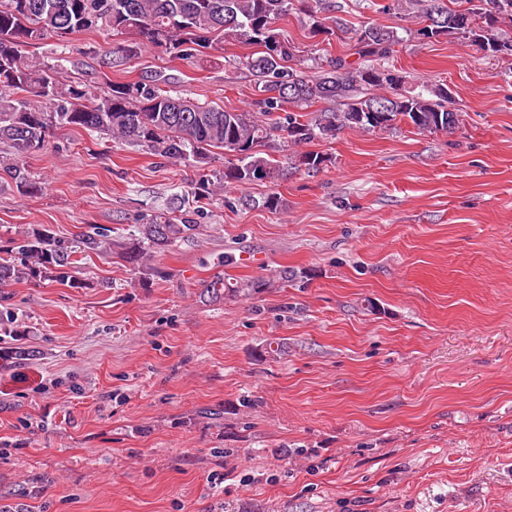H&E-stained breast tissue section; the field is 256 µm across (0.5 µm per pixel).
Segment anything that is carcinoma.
Segmentation results:
<instances>
[{
	"instance_id": "obj_1",
	"label": "carcinoma",
	"mask_w": 512,
	"mask_h": 512,
	"mask_svg": "<svg viewBox=\"0 0 512 512\" xmlns=\"http://www.w3.org/2000/svg\"><path fill=\"white\" fill-rule=\"evenodd\" d=\"M393 2L416 13V35L423 42L457 35L488 54L512 56V40L499 35L503 23L512 24V0H457L456 8L444 0ZM297 3L309 18V37L328 40L333 30L326 22L336 10L334 0H0V143L12 148V154L0 156V181L27 195L43 191L26 158L47 149L57 129L82 128L175 165L204 164L213 150L224 151V171L201 174L191 188L195 199L221 196L228 187L273 182L290 171L318 173L330 158L306 146L333 140L345 130L372 133L405 125L420 134L455 132L458 112L447 87L419 91L408 76L386 65L401 42L392 29L364 26L354 33L358 60L338 57L318 75L290 66L296 47L279 39L276 23ZM82 32L127 37L125 45L109 51L113 68L146 48L188 59L212 48L215 40L254 46L245 65L258 78L257 111H227L187 99L161 87L163 80L155 76L107 81L102 88L74 85L60 76V64L26 53L31 45ZM29 93L40 97V104H31ZM319 102H333L336 109L307 111ZM287 105L294 110H285ZM238 203L275 212L283 208L276 192L260 200L244 195ZM187 205L180 201L181 216L160 213L121 241L85 232L73 247L45 229L13 238L7 257H0V286L14 281L79 284L76 247L109 253L148 279L159 274L156 255L194 240L199 225ZM308 277V271L288 267L235 281L220 274L206 283L205 295L212 301L254 298ZM33 357L34 352L20 349L1 357L0 365L17 367Z\"/></svg>"
}]
</instances>
